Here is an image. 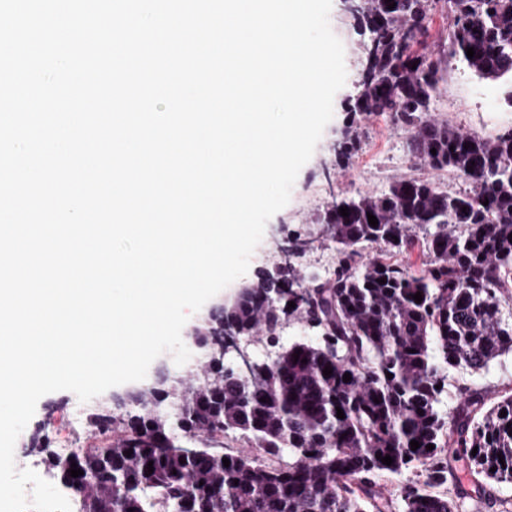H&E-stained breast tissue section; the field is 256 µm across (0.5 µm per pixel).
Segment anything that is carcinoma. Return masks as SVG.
Listing matches in <instances>:
<instances>
[{"label":"carcinoma","instance_id":"1","mask_svg":"<svg viewBox=\"0 0 512 512\" xmlns=\"http://www.w3.org/2000/svg\"><path fill=\"white\" fill-rule=\"evenodd\" d=\"M448 3L453 25L437 54L419 49L431 0H355L348 9L364 56L336 155L342 162L356 150L358 121L388 114L412 167L451 171L465 188L401 176L382 194L334 197L292 242L300 252L333 247L335 272L308 279L286 261L197 336L215 349L258 332L275 344L283 321L295 319L317 330V343H294L245 379L210 361L203 383L165 380L120 415L92 412L93 442L76 456L51 447L41 426L30 448L59 484L76 488L74 512H390L377 479L405 472L403 512H459L438 491L450 451L466 461L475 491L487 480L512 483V394L486 410L475 390L440 410L452 372L476 373L512 353V307L503 306L512 301V130L486 138L434 114L443 56L483 79H512V0ZM415 251L423 260L412 270L398 257ZM167 399L175 422L155 409ZM229 431L247 450H224ZM73 463L82 475L70 476Z\"/></svg>","mask_w":512,"mask_h":512}]
</instances>
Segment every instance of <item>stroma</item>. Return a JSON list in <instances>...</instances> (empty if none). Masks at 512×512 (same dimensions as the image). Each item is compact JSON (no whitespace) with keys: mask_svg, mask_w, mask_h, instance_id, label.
<instances>
[{"mask_svg":"<svg viewBox=\"0 0 512 512\" xmlns=\"http://www.w3.org/2000/svg\"><path fill=\"white\" fill-rule=\"evenodd\" d=\"M329 23L343 44L347 71L346 83L334 97L333 118L325 127L311 159L300 170L289 203L268 221L263 238L251 255L247 273L215 295V302L230 299L239 288L254 283L259 274L275 272L278 247L287 233L309 227L331 197L379 193L393 179L410 171L402 134L386 115L371 118L363 124L359 150L351 157L348 166H337L333 147L341 138L342 103L354 91L361 51L359 37L343 13L341 0H332ZM447 68L435 103L439 118L462 131L490 138L512 130V105L506 102L505 89L500 83L478 79L453 59L449 60ZM487 97L496 100L497 111H484L482 101ZM189 374L188 366L176 365L172 353L166 352L152 362L144 380L113 387L88 402H79L69 391L43 396L16 441L17 469H26L30 463L40 460L38 454L26 450L38 426H45L55 447H71L86 432L85 426L74 424V409L87 414L100 406L113 407L129 392L152 387L160 376L174 380ZM467 388L481 391L490 403L512 393V355L501 356L478 373L457 371L450 374L448 394L444 398L445 410H453Z\"/></svg>","mask_w":512,"mask_h":512,"instance_id":"obj_1","label":"stroma"}]
</instances>
